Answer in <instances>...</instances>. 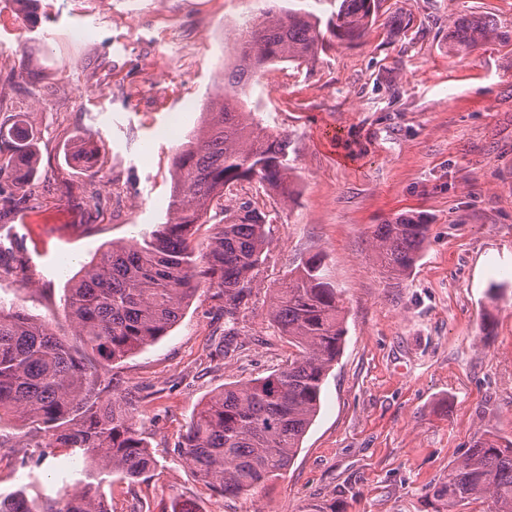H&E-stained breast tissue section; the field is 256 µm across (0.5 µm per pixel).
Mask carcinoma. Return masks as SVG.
<instances>
[{
    "label": "carcinoma",
    "instance_id": "1",
    "mask_svg": "<svg viewBox=\"0 0 512 512\" xmlns=\"http://www.w3.org/2000/svg\"><path fill=\"white\" fill-rule=\"evenodd\" d=\"M378 0H341L336 22L298 12H268L246 19L237 63L219 76L224 96L210 100L201 126L173 158L170 217L147 236L111 244L68 281L66 307L77 324L75 340L45 323L0 305V420L15 417L44 432L35 444L83 459L81 477H64L55 495L33 484L0 494V512H110L103 475L137 479L155 466L133 415L137 395L111 391L101 370L155 343L182 318L200 287L224 302V352L231 350L242 310L248 308L269 252L271 212L264 194L286 203L296 194L288 135L273 133L248 106L247 88L262 68L313 62L332 42L362 40L376 21ZM512 33L492 20L460 19L450 49L468 55ZM36 139L12 130L0 152V177L19 166L36 171ZM254 186L241 197L238 186ZM214 232L198 249L199 226ZM430 224L417 216L377 225L372 249L395 280L408 278L428 239ZM269 323L295 352L270 375L226 386L194 412L179 448L205 484L226 496L257 489L286 470L320 409L322 385L344 342L342 299L311 257L272 289ZM450 512L487 499L490 512H512V441L493 435L432 488Z\"/></svg>",
    "mask_w": 512,
    "mask_h": 512
}]
</instances>
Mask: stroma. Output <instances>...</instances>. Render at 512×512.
Listing matches in <instances>:
<instances>
[{
	"label": "stroma",
	"mask_w": 512,
	"mask_h": 512,
	"mask_svg": "<svg viewBox=\"0 0 512 512\" xmlns=\"http://www.w3.org/2000/svg\"><path fill=\"white\" fill-rule=\"evenodd\" d=\"M257 0H0V124L25 113L39 165L0 211V302L58 335L74 325L67 282L110 243L169 218L171 162L236 57L226 29ZM512 31V0H381L352 45L302 69L260 72L249 104L288 133L298 193L279 212L264 279L220 354L221 303L199 289L162 339L108 369L136 391L156 460L106 477L111 512H441L433 485L474 442L512 440V38L449 50L461 15ZM86 38L72 42L73 30ZM414 215L431 231L410 276L376 262L377 225ZM321 255L341 292L345 342L287 470L227 497L176 450L199 403L267 376L290 348L268 323V291ZM27 273H19V264ZM503 290L490 293L491 283ZM31 434L0 421V493L56 490L81 460H39Z\"/></svg>",
	"instance_id": "obj_1"
}]
</instances>
